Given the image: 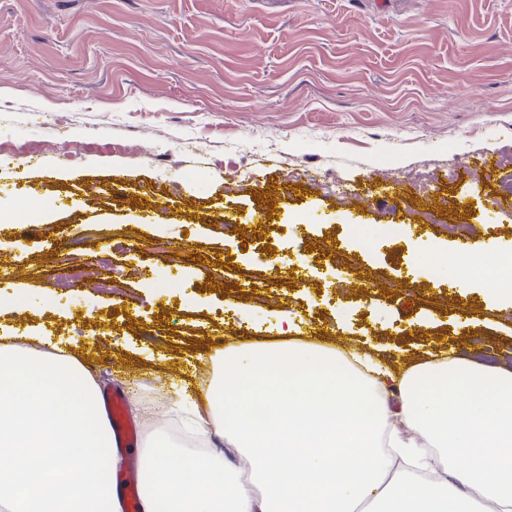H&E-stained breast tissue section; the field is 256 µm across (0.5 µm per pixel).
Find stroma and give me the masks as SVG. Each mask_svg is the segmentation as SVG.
Returning a JSON list of instances; mask_svg holds the SVG:
<instances>
[{
    "label": "stroma",
    "mask_w": 512,
    "mask_h": 512,
    "mask_svg": "<svg viewBox=\"0 0 512 512\" xmlns=\"http://www.w3.org/2000/svg\"><path fill=\"white\" fill-rule=\"evenodd\" d=\"M379 176L395 194L356 200ZM257 210L277 237L221 221ZM0 212L17 217L0 256L18 260L0 336L36 331L122 394L134 439L116 476L141 464L155 401L211 378L193 348L277 340L284 305L340 347L383 346L411 318L512 364V303L465 289L462 327L453 272L402 274L423 265L418 236L512 256V0H0ZM393 224L408 231L391 241ZM70 258L81 276L56 287Z\"/></svg>",
    "instance_id": "35a3bbf8"
}]
</instances>
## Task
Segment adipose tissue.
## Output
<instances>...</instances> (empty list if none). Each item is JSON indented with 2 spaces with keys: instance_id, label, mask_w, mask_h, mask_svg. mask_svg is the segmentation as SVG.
Instances as JSON below:
<instances>
[{
  "instance_id": "ef3b65f1",
  "label": "adipose tissue",
  "mask_w": 512,
  "mask_h": 512,
  "mask_svg": "<svg viewBox=\"0 0 512 512\" xmlns=\"http://www.w3.org/2000/svg\"><path fill=\"white\" fill-rule=\"evenodd\" d=\"M210 361L204 393L158 412L203 449L151 448L141 512H512V369L458 340L399 366L308 340L233 343ZM101 395L79 358L0 343V512H123ZM399 461L420 479L390 480Z\"/></svg>"
}]
</instances>
